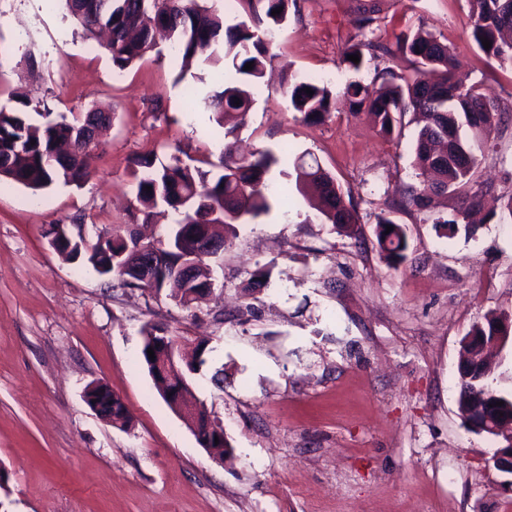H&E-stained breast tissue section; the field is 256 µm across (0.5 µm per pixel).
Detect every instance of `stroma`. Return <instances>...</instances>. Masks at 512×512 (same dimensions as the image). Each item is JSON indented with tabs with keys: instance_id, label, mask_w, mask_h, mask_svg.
I'll list each match as a JSON object with an SVG mask.
<instances>
[{
	"instance_id": "obj_1",
	"label": "stroma",
	"mask_w": 512,
	"mask_h": 512,
	"mask_svg": "<svg viewBox=\"0 0 512 512\" xmlns=\"http://www.w3.org/2000/svg\"><path fill=\"white\" fill-rule=\"evenodd\" d=\"M276 31V58L253 87L238 147L312 153L350 195L358 222H325L314 190L292 165L270 173L287 202L237 228L209 259L213 297L185 309L62 260L48 230L165 238L180 218L142 221L135 160L172 156L209 169L224 131L190 90L224 87L222 66L182 71L169 45L116 72L84 39L60 0H0V103L31 98L53 115L98 109L112 123L97 140L91 176L34 191L0 181V512H505L506 473L489 467L493 441L458 410L460 341L491 311L512 315V224L482 209L450 237L433 220L468 208L460 195L401 206L417 183L420 128L381 135L352 114L343 91L368 84L386 59L342 64L356 0H298ZM377 35L394 43L422 28L453 50L454 75L479 81L502 117L479 175L512 198V66L472 41L466 0H386ZM292 81L328 85L336 107L312 124L292 111ZM405 225L408 258L381 259L376 216ZM267 271L262 288L243 283ZM254 313H245L246 304ZM223 310V322L213 314ZM207 341L190 375L195 398L224 426L232 454L215 462L161 397L140 360L144 325ZM223 370L224 385L212 376ZM101 380L123 399L131 425H107L83 400Z\"/></svg>"
}]
</instances>
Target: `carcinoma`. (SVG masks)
Returning a JSON list of instances; mask_svg holds the SVG:
<instances>
[{
  "label": "carcinoma",
  "mask_w": 512,
  "mask_h": 512,
  "mask_svg": "<svg viewBox=\"0 0 512 512\" xmlns=\"http://www.w3.org/2000/svg\"><path fill=\"white\" fill-rule=\"evenodd\" d=\"M267 25L252 28L241 22L224 23V15L208 0H64V8L86 38L100 32L108 33L103 45L112 61V67L123 72L153 49L155 34L164 30L174 49L181 56V67L190 69L198 62L217 65L224 63V89L215 92L206 103L212 112V120L224 129V156L221 171L214 176L192 167L175 155L171 162L159 168L148 159L136 162V199L144 220H150L154 210L167 205L182 214L166 242L157 246L172 257V263L160 272L155 283H145L136 274L124 270L127 259L135 250L146 246L133 230L103 238L100 233L89 238L71 251L58 255L67 262L82 261L103 277H118L129 288L147 290L155 295H165L183 308L190 309L197 302L194 294L206 287L198 279L184 278L179 260L203 262L191 256L189 232L202 236L207 225L222 224L229 232L223 246L231 244L236 225L246 218L256 219L271 210V199L283 193L269 181L272 167L279 157L269 151H258L248 157H238L233 143L227 138L234 135L237 127L225 128L229 116H237L240 123L253 104L251 88L264 76L273 53L274 27L283 24L290 10L297 8V0H262ZM469 5L470 37L478 49L490 59L512 64V40L503 33L512 31V0H467ZM281 9L274 16L272 11ZM381 7L378 0H362L351 20L356 30L344 55H357L359 62L347 61L349 67L359 69L365 57H374L381 51L390 59L407 58L412 64L409 73L398 72L388 66L375 74L379 82L375 93L358 81L350 82L344 89L350 106L360 111L368 110L380 133L392 136L399 131L402 116L420 112L425 124L420 128L415 145V163L419 170V182L408 188L404 204L423 208L433 196L462 194L471 204L477 205L492 193V187L478 180L476 169L479 157L492 129L501 123V116L494 102L477 84L464 87L452 81L451 53L448 46L422 29L403 32L392 45L375 39L380 29ZM489 40L486 49L483 40ZM253 63L250 70L244 69ZM314 91L313 95L305 89ZM292 110L304 120L318 123L333 105L332 91L326 85L308 82L288 85ZM240 104H234V101ZM31 100L21 97L14 105L0 104V179L23 185L32 190H43L63 182L78 185L91 174L93 145L77 146L64 160L54 166L43 162V154L56 143L67 140V134L83 125L90 113L50 117L40 112L41 120L31 117ZM296 185L324 187L320 192L321 213L331 224L348 229L354 224L352 201L345 200L342 189L334 178L315 158L297 156L292 160ZM152 190H147V187ZM468 223V212L459 211L452 218L434 219L436 229L451 233L458 225ZM393 230H387V227ZM380 255L392 268L407 260L408 242L404 225L396 223L390 212L377 215L375 230ZM512 323V316L505 313H489L474 323L470 336L488 340L496 333V327ZM160 327L146 324L141 330V362L148 373L159 372L158 361L149 359L147 350L158 354L178 355L184 340L182 336L157 334ZM491 393L504 406L512 405V395L494 388L489 374L473 375L461 379L459 411L471 412V398Z\"/></svg>",
  "instance_id": "1"
}]
</instances>
